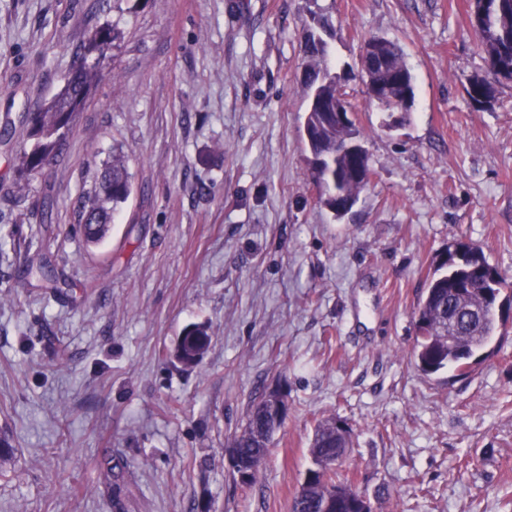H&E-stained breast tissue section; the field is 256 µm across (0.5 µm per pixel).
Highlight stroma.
I'll list each match as a JSON object with an SVG mask.
<instances>
[{"label":"stroma","instance_id":"stroma-1","mask_svg":"<svg viewBox=\"0 0 512 512\" xmlns=\"http://www.w3.org/2000/svg\"><path fill=\"white\" fill-rule=\"evenodd\" d=\"M317 9L372 170L339 220L301 135ZM104 23L123 41L61 157L18 174L28 114ZM373 36L402 48L411 112L369 97ZM116 149L132 191L90 246L78 200ZM460 241L508 281L501 328L467 376L428 374L413 311ZM43 257L70 296L22 279ZM191 323L211 343L186 368L167 353ZM275 387L287 414L244 485L225 450ZM328 418L376 512H512V80L468 0H0V431L17 450L0 512H114L113 491L123 512H290Z\"/></svg>","mask_w":512,"mask_h":512}]
</instances>
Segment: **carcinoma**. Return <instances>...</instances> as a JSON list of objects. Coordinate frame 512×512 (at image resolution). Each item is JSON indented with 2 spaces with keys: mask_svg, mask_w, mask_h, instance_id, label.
<instances>
[{
  "mask_svg": "<svg viewBox=\"0 0 512 512\" xmlns=\"http://www.w3.org/2000/svg\"><path fill=\"white\" fill-rule=\"evenodd\" d=\"M479 45L489 69L512 79V0H475L470 4ZM123 33L115 26L100 25L88 31L73 53V65L62 90L45 109L29 117L30 149L18 158V171L26 174L44 162L58 158L76 115L83 108L101 73L106 53L121 41ZM380 46L381 61L361 55L367 90L378 89L376 101L385 112L410 111L414 102L412 75L400 46L387 38L374 36L368 42ZM304 52V93L312 111L304 113L302 138L312 155V177L319 187L323 205L336 219L343 218L354 206L368 184V153L350 156L336 145V124L320 111L336 102V74L326 62V43L317 32L307 30ZM131 176L125 158L112 153L94 181L91 192L79 200V228L89 246L103 242L110 231L117 208L131 194ZM28 275L47 283L55 295L71 290L46 262L31 266ZM505 286L499 271L486 260L482 250L471 244H459V251L448 255L432 275L425 296L413 312L418 332L414 353L419 368L433 374L445 367L459 371L496 336V315L489 310V299ZM211 336L203 324H190L178 336L172 356L182 366L200 364L198 351L209 347ZM267 414L261 403L253 402L247 421L236 433L232 446L253 467L256 481L269 452L273 434L281 425ZM336 419L318 424L311 444L313 463L323 468L293 498L291 512H323L326 485L336 486L341 494L340 512H361L362 495L347 480L337 478L333 464L346 455L349 436L335 427Z\"/></svg>",
  "mask_w": 512,
  "mask_h": 512,
  "instance_id": "carcinoma-1",
  "label": "carcinoma"
}]
</instances>
